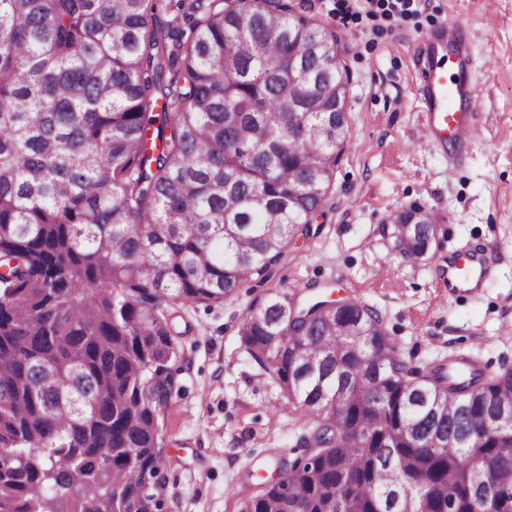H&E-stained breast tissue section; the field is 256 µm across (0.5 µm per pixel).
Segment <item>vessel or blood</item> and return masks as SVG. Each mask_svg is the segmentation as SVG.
<instances>
[{
	"instance_id": "1",
	"label": "vessel or blood",
	"mask_w": 512,
	"mask_h": 512,
	"mask_svg": "<svg viewBox=\"0 0 512 512\" xmlns=\"http://www.w3.org/2000/svg\"><path fill=\"white\" fill-rule=\"evenodd\" d=\"M427 63L421 70L422 129L426 140L447 147L451 164L465 159V146L479 134L476 93L468 79L470 48L456 24H445L424 40ZM493 261L484 248L448 256V291L475 293L489 277Z\"/></svg>"
}]
</instances>
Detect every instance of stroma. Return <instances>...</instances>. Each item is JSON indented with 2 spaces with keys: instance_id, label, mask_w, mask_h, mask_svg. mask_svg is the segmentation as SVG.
Here are the masks:
<instances>
[{
  "instance_id": "35a3bbf8",
  "label": "stroma",
  "mask_w": 512,
  "mask_h": 512,
  "mask_svg": "<svg viewBox=\"0 0 512 512\" xmlns=\"http://www.w3.org/2000/svg\"><path fill=\"white\" fill-rule=\"evenodd\" d=\"M339 37L348 75L349 139L314 220L264 280L219 306L175 311V391L159 412L166 478L162 512H238L242 487L303 454L306 429L277 380L244 352L238 324L250 305L310 284L373 307L413 366L455 352L490 374L512 369V0H293ZM463 27L477 66L483 127L467 161L422 130V39ZM428 211L438 227L427 254L392 250L393 216ZM479 245L497 259L478 296L452 295L438 267L449 251Z\"/></svg>"
}]
</instances>
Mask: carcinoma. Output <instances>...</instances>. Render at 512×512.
<instances>
[{
	"mask_svg": "<svg viewBox=\"0 0 512 512\" xmlns=\"http://www.w3.org/2000/svg\"><path fill=\"white\" fill-rule=\"evenodd\" d=\"M0 0V512H143L169 308L221 305L301 237L348 131L292 0ZM432 224H409L420 257ZM276 293L238 333L297 420L238 512H512V372L410 365L383 317ZM469 458L478 468H465Z\"/></svg>",
	"mask_w": 512,
	"mask_h": 512,
	"instance_id": "carcinoma-1",
	"label": "carcinoma"
}]
</instances>
